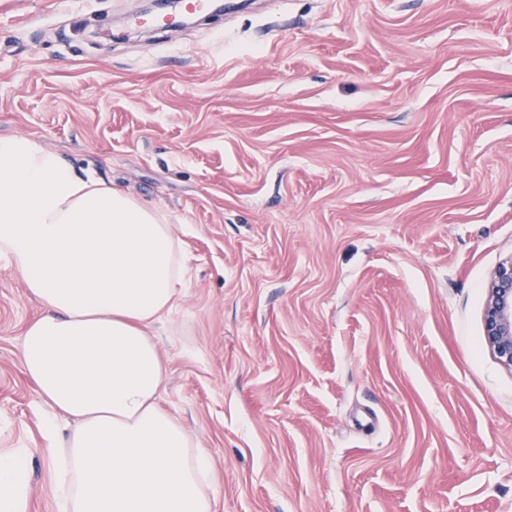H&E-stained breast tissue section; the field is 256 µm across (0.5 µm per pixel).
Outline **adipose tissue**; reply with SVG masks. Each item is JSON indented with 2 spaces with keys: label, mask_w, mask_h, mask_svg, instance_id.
Masks as SVG:
<instances>
[{
  "label": "adipose tissue",
  "mask_w": 512,
  "mask_h": 512,
  "mask_svg": "<svg viewBox=\"0 0 512 512\" xmlns=\"http://www.w3.org/2000/svg\"><path fill=\"white\" fill-rule=\"evenodd\" d=\"M0 256L41 304L24 371L76 422L48 449L60 512H213L211 459L159 404L149 330L185 282L169 217L35 138L0 137ZM29 460L0 453V512H28Z\"/></svg>",
  "instance_id": "1"
}]
</instances>
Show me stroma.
Segmentation results:
<instances>
[{
  "instance_id": "1",
  "label": "stroma",
  "mask_w": 512,
  "mask_h": 512,
  "mask_svg": "<svg viewBox=\"0 0 512 512\" xmlns=\"http://www.w3.org/2000/svg\"><path fill=\"white\" fill-rule=\"evenodd\" d=\"M0 0V136L164 211L186 276L162 407L216 512H512V369L484 343L512 256V0ZM0 258V451L58 512Z\"/></svg>"
}]
</instances>
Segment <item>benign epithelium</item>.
I'll return each mask as SVG.
<instances>
[{"label": "benign epithelium", "mask_w": 512, "mask_h": 512, "mask_svg": "<svg viewBox=\"0 0 512 512\" xmlns=\"http://www.w3.org/2000/svg\"><path fill=\"white\" fill-rule=\"evenodd\" d=\"M484 339L498 361L512 368V259L500 263L490 279Z\"/></svg>", "instance_id": "obj_1"}]
</instances>
